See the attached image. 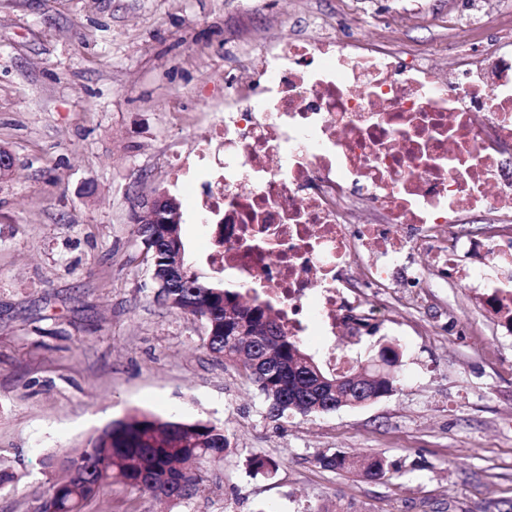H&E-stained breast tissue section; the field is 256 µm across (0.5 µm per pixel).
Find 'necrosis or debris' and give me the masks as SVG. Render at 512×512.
Segmentation results:
<instances>
[{
	"mask_svg": "<svg viewBox=\"0 0 512 512\" xmlns=\"http://www.w3.org/2000/svg\"><path fill=\"white\" fill-rule=\"evenodd\" d=\"M452 28L473 41L450 53L349 41L257 47L224 88V116L196 144L207 177L202 220L223 245L208 260L270 304L289 335L354 332L375 313L347 290L415 288L404 263L426 250L444 274L466 254L491 257V301L512 294V239L471 237L468 216L512 222V0H459ZM498 42L481 37L489 24ZM224 161L213 164V145Z\"/></svg>",
	"mask_w": 512,
	"mask_h": 512,
	"instance_id": "1",
	"label": "necrosis or debris"
}]
</instances>
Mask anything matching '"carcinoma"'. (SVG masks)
Instances as JSON below:
<instances>
[{"mask_svg": "<svg viewBox=\"0 0 512 512\" xmlns=\"http://www.w3.org/2000/svg\"><path fill=\"white\" fill-rule=\"evenodd\" d=\"M135 232L147 245L151 267L166 264L162 250L163 227L139 224ZM177 288L161 295L167 307L198 317L207 324L205 346L216 357L232 363L238 337L224 330V307L241 302L240 294L217 282H204L188 262ZM254 335L247 349L277 366V371L252 373L247 381L262 395L270 418L290 413L312 414L331 411L336 398L315 385L314 374L300 365L305 352L297 338L288 335L268 308L253 299L244 303L241 314ZM320 409H312L313 405ZM228 440L224 428L203 420H174L150 411H136L117 421L79 446L62 451L53 465L64 479L52 480L38 512H83L85 504L105 487L123 486L147 499L184 501L194 497L203 478V466L224 461ZM320 465L333 471L354 473L365 479L385 475L390 463L380 455L356 460L345 454L322 455Z\"/></svg>", "mask_w": 512, "mask_h": 512, "instance_id": "carcinoma-1", "label": "carcinoma"}]
</instances>
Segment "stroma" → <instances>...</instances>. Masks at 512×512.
<instances>
[{
  "instance_id": "obj_1",
  "label": "stroma",
  "mask_w": 512,
  "mask_h": 512,
  "mask_svg": "<svg viewBox=\"0 0 512 512\" xmlns=\"http://www.w3.org/2000/svg\"><path fill=\"white\" fill-rule=\"evenodd\" d=\"M397 28L412 50L462 43L454 0ZM369 45L345 0H0V512H37L53 456L135 409L223 425L230 447L196 497L156 503L107 488L84 512H512V333L464 278L409 256L422 286L376 291L354 336L303 340L323 371L398 344V389L363 407L275 421L240 367L203 345L205 324L156 298L134 229L144 200L180 204L198 274L212 230L191 156L224 111V83L255 44L305 32L309 15ZM327 451L381 454L367 480L320 467ZM268 458L258 473L252 458Z\"/></svg>"
}]
</instances>
